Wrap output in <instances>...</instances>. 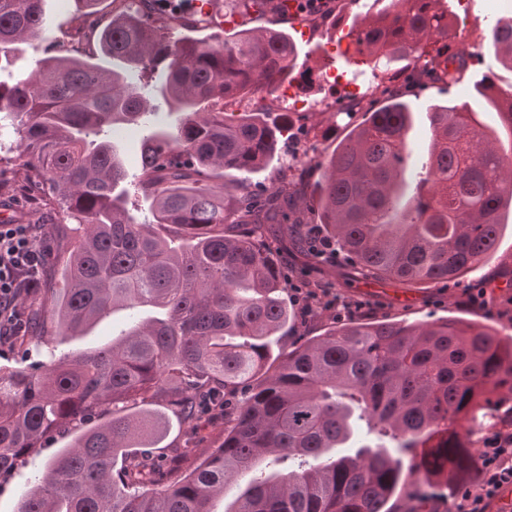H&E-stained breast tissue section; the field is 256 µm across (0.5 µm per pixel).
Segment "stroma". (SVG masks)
Here are the masks:
<instances>
[{
    "label": "stroma",
    "instance_id": "1",
    "mask_svg": "<svg viewBox=\"0 0 512 512\" xmlns=\"http://www.w3.org/2000/svg\"><path fill=\"white\" fill-rule=\"evenodd\" d=\"M391 0H329L328 16L308 27V37L300 41L299 60L309 68L317 67L328 45L335 43L346 31L347 23L356 16L375 13L389 6ZM471 9L464 21L454 22V49L470 58V70L463 84L450 88L440 84L403 85L400 97L413 114L409 131L410 152L408 175H415L427 156L430 143L428 108L431 104L452 101L467 104L475 109L483 129L496 132L500 138L512 135L503 113L481 103L476 90L478 83L486 77H493L500 97L512 96V69L502 66L490 37L493 23L504 14L512 15V0H470ZM46 24L30 46L25 47L16 63L17 73L26 72L36 60L56 54L60 45H69L72 55L85 54L84 44L74 42L71 18L77 12L74 0H47L45 5ZM337 74L325 81L317 82L313 88L296 91L303 109L293 110L287 94H280L278 103L265 110L262 117L267 121H290L289 138L273 161L262 171L249 174L247 181L258 194L270 193L282 171L287 167L290 155L296 154L308 171L309 180H316L320 174L319 164L345 135L346 123H358L361 113H354L349 119L336 115V104L340 90L346 83H354L361 89L372 85V76L366 64L337 62ZM152 113L141 126L121 131L118 146L125 160L129 174H136L140 144L144 138L161 129H168L177 121L176 113L170 112L161 95L151 99ZM267 243L274 249L282 278H292L309 263L304 252L295 242L286 237L282 225L268 224L264 227ZM321 277L333 291L370 303L376 320H403L420 323L444 318L463 317L476 323L492 326L502 338L512 337V321L507 322L489 315L486 310L464 307L456 297L464 289L474 286L487 288L490 298L500 300L512 297V223L504 230L496 252L483 264L461 277L458 281L429 283L416 288H405L386 281L367 285L358 280L350 265L324 268ZM127 321L125 311L108 314L81 336L45 338L39 348L23 353L20 344L0 346V366H20L22 355L31 359H43L50 354H78L98 347L111 345L113 335L119 334ZM245 396L244 389H237L229 396L224 419L207 425L199 434H192L176 422L177 412L165 407L164 412L171 422L168 440L171 446H188L189 452L177 463L172 464V477H180L201 461L206 454L218 448L224 440V431L233 424L236 411ZM65 444L64 439L47 442L29 458L25 467L17 470L9 485L0 488V512H14L19 492L25 489L29 480L43 471L47 460Z\"/></svg>",
    "mask_w": 512,
    "mask_h": 512
}]
</instances>
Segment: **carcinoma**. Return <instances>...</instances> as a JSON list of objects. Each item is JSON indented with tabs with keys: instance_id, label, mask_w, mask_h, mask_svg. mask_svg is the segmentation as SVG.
<instances>
[{
	"instance_id": "carcinoma-1",
	"label": "carcinoma",
	"mask_w": 512,
	"mask_h": 512,
	"mask_svg": "<svg viewBox=\"0 0 512 512\" xmlns=\"http://www.w3.org/2000/svg\"><path fill=\"white\" fill-rule=\"evenodd\" d=\"M44 2L0 0V73L42 31ZM75 2L81 30L102 0ZM152 2L128 0L100 32L112 68L93 53L60 54L0 81V149L10 138L23 184L82 229L39 331L80 336L111 311L129 312L110 346L0 367V479L49 436L77 431L20 493L17 512H216L224 488L245 476L223 512H388L407 453L419 457L417 485L455 488L472 469L478 412L492 393H512V341L463 318L365 319L270 363L290 314L260 238L292 183L284 177L259 198L224 177L265 169L289 125L228 121L224 102L278 89L296 72L297 48L287 32L262 27L173 39L169 31L209 21L158 13ZM391 5L349 25L384 104L366 109L321 164L313 197L325 234L363 281L413 288L453 280L496 249L512 210V138L498 147L473 111L434 105L425 176L405 197L412 113L390 91L397 64L448 87L468 65L449 52L448 0ZM492 44L512 69V17L496 21ZM160 66L159 92L179 119L141 144L137 190L153 208L140 222L114 136L149 111L139 77ZM237 386L249 391L223 445L163 482L159 419L125 409L165 401L190 425L200 394Z\"/></svg>"
}]
</instances>
